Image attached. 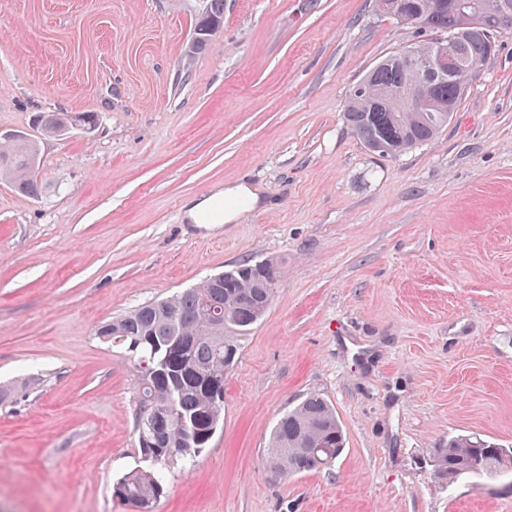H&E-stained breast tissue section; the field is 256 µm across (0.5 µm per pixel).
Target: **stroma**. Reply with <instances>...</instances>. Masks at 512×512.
I'll use <instances>...</instances> for the list:
<instances>
[{
    "instance_id": "stroma-1",
    "label": "stroma",
    "mask_w": 512,
    "mask_h": 512,
    "mask_svg": "<svg viewBox=\"0 0 512 512\" xmlns=\"http://www.w3.org/2000/svg\"><path fill=\"white\" fill-rule=\"evenodd\" d=\"M0 0V136L43 112L41 191L0 180V512H131L135 370L104 321L242 263L281 266L224 382V421L157 512H512V477L446 483L448 438L512 448V32L447 128L398 157L347 128L350 89L428 39L375 0ZM247 183L229 224L185 209ZM335 408L330 468L276 473L277 420ZM204 8L195 25L206 31L198 33V29L194 28V32L198 33L196 40L192 41L189 47V53H196L202 50L218 33H220L224 24V0H205ZM91 116V114L81 113V115H68L67 113L43 112L36 124L37 129L46 134H56L63 132L66 124H71L73 120Z\"/></svg>"
}]
</instances>
